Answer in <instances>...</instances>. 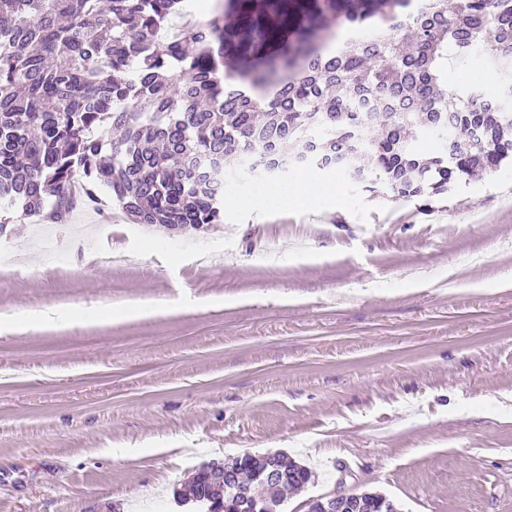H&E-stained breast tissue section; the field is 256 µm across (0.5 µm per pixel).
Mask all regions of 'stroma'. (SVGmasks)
Returning a JSON list of instances; mask_svg holds the SVG:
<instances>
[{
    "mask_svg": "<svg viewBox=\"0 0 512 512\" xmlns=\"http://www.w3.org/2000/svg\"><path fill=\"white\" fill-rule=\"evenodd\" d=\"M447 81L512 110L511 63L452 56ZM308 175L340 206L228 208L197 232L107 199L64 224L13 210L0 512H179L199 464L245 453L311 469L283 512L340 490L512 512V160L426 211ZM109 245L131 263L92 265Z\"/></svg>",
    "mask_w": 512,
    "mask_h": 512,
    "instance_id": "obj_1",
    "label": "stroma"
}]
</instances>
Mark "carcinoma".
Listing matches in <instances>:
<instances>
[{
  "label": "carcinoma",
  "instance_id": "carcinoma-1",
  "mask_svg": "<svg viewBox=\"0 0 512 512\" xmlns=\"http://www.w3.org/2000/svg\"><path fill=\"white\" fill-rule=\"evenodd\" d=\"M185 0H0V229L9 209L66 221L110 194L137 224L198 231L224 223L214 175L305 157L370 175L395 197L430 198L512 153V113L448 90V53L512 61V0H219L171 30ZM120 136L104 141L100 131ZM451 151L423 159L418 135ZM109 148L112 163L100 161ZM224 475L285 502L312 478L278 453ZM209 487L178 492L210 512ZM397 512L384 495L359 512Z\"/></svg>",
  "mask_w": 512,
  "mask_h": 512
}]
</instances>
